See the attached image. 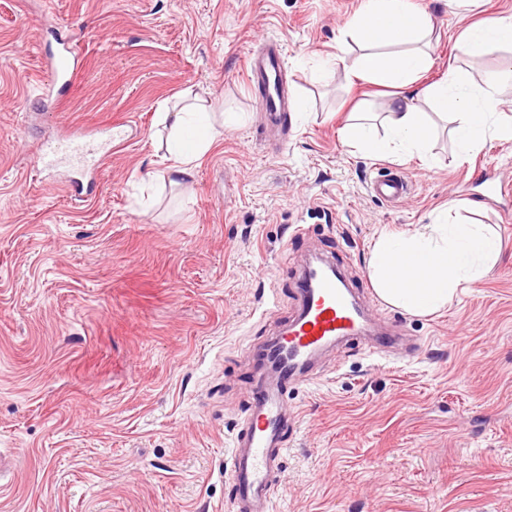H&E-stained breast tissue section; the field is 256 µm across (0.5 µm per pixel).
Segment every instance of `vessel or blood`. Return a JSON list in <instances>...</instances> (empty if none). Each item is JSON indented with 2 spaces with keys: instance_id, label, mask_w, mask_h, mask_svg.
Instances as JSON below:
<instances>
[{
  "instance_id": "1",
  "label": "vessel or blood",
  "mask_w": 512,
  "mask_h": 512,
  "mask_svg": "<svg viewBox=\"0 0 512 512\" xmlns=\"http://www.w3.org/2000/svg\"><path fill=\"white\" fill-rule=\"evenodd\" d=\"M54 43L43 57L44 98L60 101L71 87L80 59L71 41L54 34ZM283 49L266 40L260 51L249 54L245 74L257 84L260 109L272 124H285L288 110L283 89ZM120 126L105 131L74 128L47 141L37 158L41 172L54 175L66 170L73 201L92 195L93 171L109 158L112 142L119 140ZM372 192L396 202L408 191L402 176H382L373 181ZM321 274L311 287L300 289L299 308L287 330L270 337L261 354L264 368L247 391L246 417L231 441V465L224 475L234 496L233 512H272L275 478L289 431L296 420L289 413L290 389L311 383L316 377V358L335 342L359 339L369 323L368 314L342 277L333 275L329 261H321Z\"/></svg>"
}]
</instances>
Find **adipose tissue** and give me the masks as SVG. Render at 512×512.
Returning a JSON list of instances; mask_svg holds the SVG:
<instances>
[{"label":"adipose tissue","instance_id":"1","mask_svg":"<svg viewBox=\"0 0 512 512\" xmlns=\"http://www.w3.org/2000/svg\"><path fill=\"white\" fill-rule=\"evenodd\" d=\"M351 34L363 45L353 64L341 56L324 67H347L350 80L389 88L380 120L356 106L340 131L345 145L381 158L387 154L425 153L430 136L427 111L452 115L459 161H466L486 139L512 138V122L499 118L500 87L512 70L486 73L469 83L455 70L435 82L424 76L433 65L430 52L435 27L431 19L406 0H364ZM500 46H512V14L467 27L456 41L457 55L471 57ZM168 130L166 173L170 184L191 178L220 132L213 112L193 104L162 115ZM499 254L495 233L477 224H458L440 212L433 223L419 228L380 233L373 243L369 274L378 296L410 315H427L445 308L461 289L487 276Z\"/></svg>","mask_w":512,"mask_h":512}]
</instances>
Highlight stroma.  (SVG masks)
Segmentation results:
<instances>
[{
  "instance_id": "35a3bbf8",
  "label": "stroma",
  "mask_w": 512,
  "mask_h": 512,
  "mask_svg": "<svg viewBox=\"0 0 512 512\" xmlns=\"http://www.w3.org/2000/svg\"><path fill=\"white\" fill-rule=\"evenodd\" d=\"M362 0H0V512H231L224 483L246 410L251 354L297 307L305 258L325 255L355 293L371 289L379 231L439 211L497 235L492 272L432 316L374 306L413 348L328 352L291 391L299 423L282 454L273 512H512V193L485 200L478 166L512 184V139L456 163L452 121L427 157L368 158L338 130L375 86L321 71L354 59L341 31ZM435 22L431 79L472 82L512 48L456 57L464 28L512 0H408ZM76 42L66 106L41 107L38 17ZM284 48L285 130H265L244 61ZM201 96L224 128L192 179L164 182L159 103ZM125 136L82 205L35 166L69 126ZM404 175L406 198L370 191Z\"/></svg>"
}]
</instances>
